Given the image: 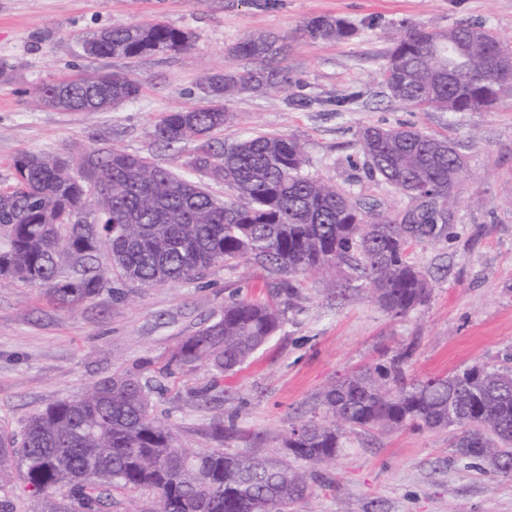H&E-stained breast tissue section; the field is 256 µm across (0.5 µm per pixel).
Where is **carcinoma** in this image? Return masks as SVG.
I'll use <instances>...</instances> for the list:
<instances>
[{
    "label": "carcinoma",
    "instance_id": "1",
    "mask_svg": "<svg viewBox=\"0 0 512 512\" xmlns=\"http://www.w3.org/2000/svg\"><path fill=\"white\" fill-rule=\"evenodd\" d=\"M312 40L344 41L355 29L340 18L308 21ZM92 55L136 58L190 49L192 36L156 19L118 22L90 39ZM512 47L483 25L448 30L406 26L392 38L382 77L386 94L420 111L491 110L509 79L495 60ZM286 37L259 32L226 50L252 67L205 76L210 93L189 109L169 112L153 137L169 149L196 142L184 172L112 148L73 157L68 165L34 151L13 161L14 181L0 189V275L46 289L73 310L117 280L156 288L199 276L222 263L250 262L276 276L290 298L300 278L340 270L394 317L427 302L431 286L406 259L414 243L448 239V220L464 161L446 136L414 125L367 126L359 151L369 173L415 205L383 212L336 184L304 172L302 145L287 136L251 132L218 152L214 135L231 120L236 95L288 84ZM125 72L85 75L40 86V106L69 112L104 111L140 93ZM224 184L220 200L197 177ZM112 190V208L98 212L94 190ZM91 214L74 223L76 210ZM106 252L111 268L100 265ZM77 271L64 275L61 260ZM281 325L274 301L232 298L215 321L184 339L165 369L205 367L215 378L235 371ZM414 350L349 372L320 397L325 420L289 430L288 456L256 459L219 449L190 451L150 417V381L118 370L87 391L34 414L21 438L0 432V467L16 465L37 512H114L131 490L153 494L151 512H288L304 499L317 468L335 461L346 431H460L454 448L512 474V369L473 364L452 375L411 382Z\"/></svg>",
    "mask_w": 512,
    "mask_h": 512
}]
</instances>
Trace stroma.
Wrapping results in <instances>:
<instances>
[{
  "mask_svg": "<svg viewBox=\"0 0 512 512\" xmlns=\"http://www.w3.org/2000/svg\"><path fill=\"white\" fill-rule=\"evenodd\" d=\"M323 15L351 22L357 36L302 35ZM145 18L190 33L192 49L131 59L85 53V40L113 23ZM462 22L483 24L512 45V0H0V189L12 184L13 159L24 150L75 156L115 147L177 168L195 146L165 148L152 135L155 122L192 107L202 77L236 67L227 48L255 32L286 36L291 82L282 92L232 99L219 143L254 130L292 137L304 147L306 173L381 211L409 199L370 176L357 145L361 128L414 124L448 136L464 160L447 241L406 253L431 279L426 304L398 318L347 270L304 277L280 330L224 376L218 400L199 395L211 383L207 369L160 378L151 416L178 446L284 456L285 434L312 417L325 388L410 343L408 374L417 380L499 366L512 355V89L489 112H422L388 97L381 76L387 37L401 26ZM112 70L141 79L135 100L107 112L33 101L42 83ZM341 98L346 107H337ZM273 282L259 268L218 264L157 288L118 282L67 312L44 289L0 278V430L20 433L33 413L116 370L157 376L176 344L210 324L225 301L274 298ZM218 418L234 426V437H216ZM452 440L449 430L346 433L323 481L291 512H512V475L458 458Z\"/></svg>",
  "mask_w": 512,
  "mask_h": 512,
  "instance_id": "1",
  "label": "stroma"
}]
</instances>
